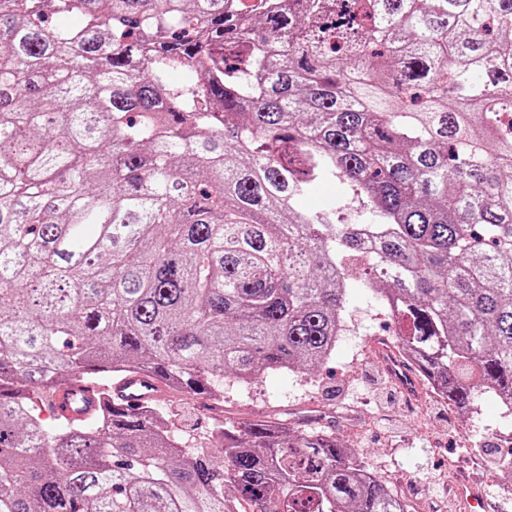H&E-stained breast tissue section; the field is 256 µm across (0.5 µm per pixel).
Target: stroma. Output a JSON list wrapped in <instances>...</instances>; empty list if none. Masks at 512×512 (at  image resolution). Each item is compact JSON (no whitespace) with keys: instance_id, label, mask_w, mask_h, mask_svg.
Instances as JSON below:
<instances>
[{"instance_id":"stroma-1","label":"stroma","mask_w":512,"mask_h":512,"mask_svg":"<svg viewBox=\"0 0 512 512\" xmlns=\"http://www.w3.org/2000/svg\"><path fill=\"white\" fill-rule=\"evenodd\" d=\"M378 307L364 290L350 294L345 318L353 338L313 374L270 371L249 386L225 379V416L241 423L276 417L332 433L403 497L409 512H462L451 489L460 476L487 487L499 512H512L497 471L498 457L512 454V441L497 432L492 397H478L463 417L426 387L413 399L397 392L390 408L376 405L373 387L391 379L378 355L390 323ZM161 408L189 444H207L215 413L204 401L175 392Z\"/></svg>"}]
</instances>
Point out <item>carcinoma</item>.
<instances>
[{
	"label": "carcinoma",
	"mask_w": 512,
	"mask_h": 512,
	"mask_svg": "<svg viewBox=\"0 0 512 512\" xmlns=\"http://www.w3.org/2000/svg\"><path fill=\"white\" fill-rule=\"evenodd\" d=\"M509 33L512 0H0V512H406L323 431L41 407L310 374L356 289L448 404L512 397ZM336 179L366 221L300 205ZM112 388L126 409H137L147 401L159 400L167 392L163 383L142 374L129 375L115 383ZM94 388L81 384H69L61 386L52 397V410L56 417L80 418L84 412L76 407V404L83 402L84 405L95 402Z\"/></svg>",
	"instance_id": "1"
}]
</instances>
